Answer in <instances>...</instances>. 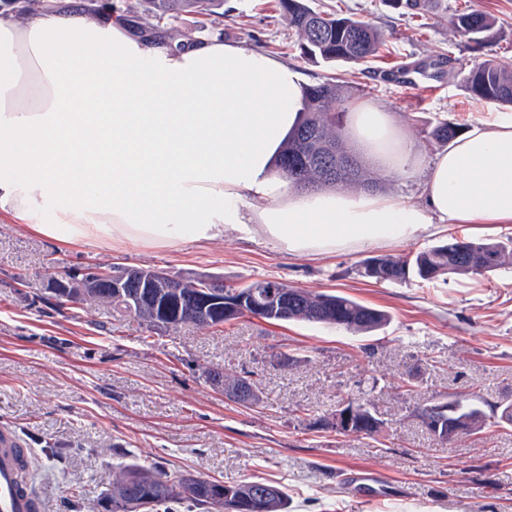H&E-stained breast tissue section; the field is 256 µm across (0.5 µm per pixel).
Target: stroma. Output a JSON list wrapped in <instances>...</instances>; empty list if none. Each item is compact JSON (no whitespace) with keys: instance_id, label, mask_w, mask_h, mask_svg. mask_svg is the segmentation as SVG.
<instances>
[{"instance_id":"stroma-1","label":"stroma","mask_w":512,"mask_h":512,"mask_svg":"<svg viewBox=\"0 0 512 512\" xmlns=\"http://www.w3.org/2000/svg\"><path fill=\"white\" fill-rule=\"evenodd\" d=\"M312 8L365 20L386 33L379 57L355 66L301 56L277 0H225L216 13L154 18L152 38L170 47L214 37L263 49L293 66L305 86L352 85V103L391 114L414 153L406 172L374 169L378 192L414 202L437 144L435 120L460 129L512 114V105L470 97L462 82L475 63L512 60V0H430L419 18L383 0H309ZM495 20L476 47L448 19L461 7ZM449 56L455 75L412 88L376 81L379 70ZM503 240L512 226L484 230L433 222L391 244L292 255L259 225L228 226L207 244L175 248L62 246L0 220V426L31 450L29 480L44 512H102L97 501L115 461L154 464L233 485L250 477L281 483L290 512H512V426H488L446 443L430 434L418 407L439 396L512 401V264L485 276L452 275L429 285L371 284L361 261L406 257L447 240ZM91 263L150 267L175 278H217L236 287L263 277L311 292L333 291L385 309L372 337L304 322L246 317L232 323L149 332L138 319L59 305L45 288L52 270ZM257 383L259 404L237 403L202 369ZM357 398L385 423L380 446L320 426ZM375 469L392 493L347 489L346 473Z\"/></svg>"}]
</instances>
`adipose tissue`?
Listing matches in <instances>:
<instances>
[{
    "label": "adipose tissue",
    "mask_w": 512,
    "mask_h": 512,
    "mask_svg": "<svg viewBox=\"0 0 512 512\" xmlns=\"http://www.w3.org/2000/svg\"><path fill=\"white\" fill-rule=\"evenodd\" d=\"M303 97L295 69L218 38L172 49L113 10L0 11V217L63 245L176 247L243 223L249 193L296 255L396 242L435 218L512 225V116L437 152L415 203L275 175ZM346 133L384 170L412 163L375 104L353 106Z\"/></svg>",
    "instance_id": "obj_1"
}]
</instances>
